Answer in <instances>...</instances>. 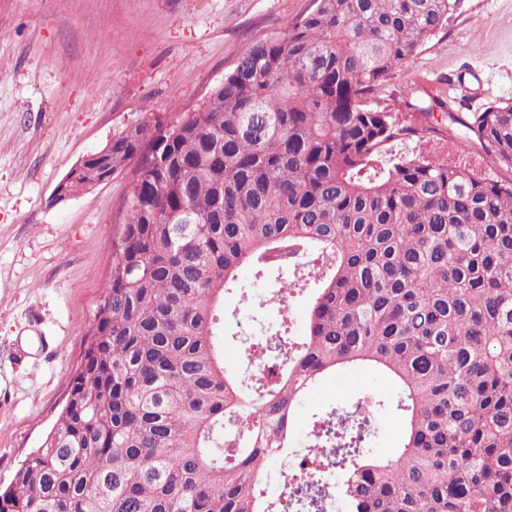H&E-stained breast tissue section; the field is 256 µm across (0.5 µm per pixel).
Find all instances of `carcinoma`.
<instances>
[{
	"label": "carcinoma",
	"instance_id": "obj_1",
	"mask_svg": "<svg viewBox=\"0 0 512 512\" xmlns=\"http://www.w3.org/2000/svg\"><path fill=\"white\" fill-rule=\"evenodd\" d=\"M463 0H314L250 47L197 110L112 137L97 180L129 174L108 277L67 403L0 488V512H512V178L448 159V125L512 170V101L372 104ZM249 265L313 282L305 328L224 367V291ZM281 358L275 372L266 357ZM368 365L394 386L397 454L375 407L313 426L314 470L266 495L296 406ZM374 437L370 450L378 456H392L401 446L403 423L400 416L391 409L378 411L373 419Z\"/></svg>",
	"mask_w": 512,
	"mask_h": 512
}]
</instances>
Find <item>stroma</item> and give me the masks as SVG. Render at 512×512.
I'll return each mask as SVG.
<instances>
[{"instance_id": "stroma-1", "label": "stroma", "mask_w": 512, "mask_h": 512, "mask_svg": "<svg viewBox=\"0 0 512 512\" xmlns=\"http://www.w3.org/2000/svg\"><path fill=\"white\" fill-rule=\"evenodd\" d=\"M313 0H0V484L39 447L65 405L70 379L107 278L112 217L129 182L122 174L71 199L57 184L112 136L156 116L198 108L252 45L288 33ZM474 62L484 82L471 111L512 99V0H464L449 30L428 41L376 95L401 109L449 100L452 79ZM239 279L255 307L224 306L231 341L224 363L264 327L290 316L303 326L311 291L286 306L250 267ZM367 366L323 377L297 407L292 454L303 455L313 417L356 399L392 398ZM371 451L394 455L403 423L373 419Z\"/></svg>"}]
</instances>
